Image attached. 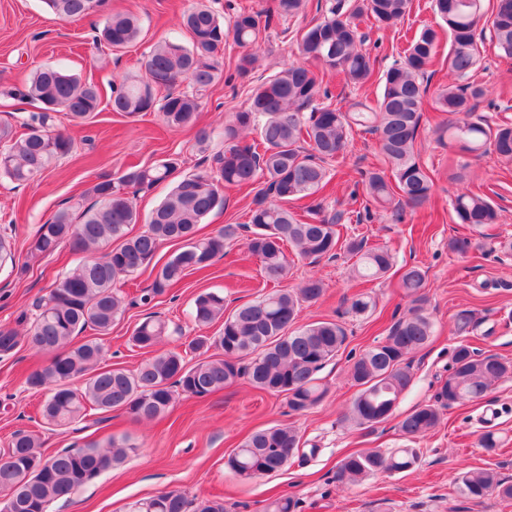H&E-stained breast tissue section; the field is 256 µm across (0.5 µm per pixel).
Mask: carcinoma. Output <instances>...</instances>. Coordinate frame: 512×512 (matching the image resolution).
<instances>
[{"label": "carcinoma", "instance_id": "1", "mask_svg": "<svg viewBox=\"0 0 512 512\" xmlns=\"http://www.w3.org/2000/svg\"><path fill=\"white\" fill-rule=\"evenodd\" d=\"M55 15L84 19L102 10L104 0H44ZM305 0H274L280 18L296 17ZM412 0H335L328 13L307 25L301 38L305 60L321 67L317 75L307 65L290 62L249 90L247 106L231 114L224 124V148L212 157V165L181 175L177 154L133 165L112 176L91 180L71 209L56 212L40 225L27 248L22 274L68 244L79 254L75 266L60 274L40 300L30 327L27 314L16 326H0V357L12 355L26 343L52 353L43 367L31 372L26 384L46 392L42 407L45 424L66 428L90 411H121L138 420H153L172 406L175 392L205 397L241 378L255 388L287 399L289 412L301 414L319 404L327 394L318 374L327 362L345 352L346 327L337 321L319 320L299 326L303 306L325 293L322 279L313 275L299 286L275 289L258 299L226 311L224 292L199 293L191 316L199 327L223 321L215 336L198 335L186 350L198 357L189 364L182 352L161 351L135 370L107 364L103 337L121 319L126 308L148 304L179 283L188 273L208 269L226 246L246 237V248L260 262L269 282L288 276L292 260L287 249L312 263L342 251L354 259L356 277L375 280L394 266L385 246H369L364 238H342L338 226L371 219L370 205L390 206L396 214L424 206L433 195L434 180L424 168L414 145L423 118L427 95L424 78L434 63L440 31L432 25L416 30L404 56L381 77L382 90L375 103L357 101L343 111L317 103L329 97L322 89L323 76L345 75L363 85L373 76L369 53L355 19L367 15L378 25H389L411 11ZM433 12L448 31V73L464 85L441 89L432 101L437 112L454 119L436 126L437 142L481 156L488 151L512 159V124L491 125L482 118L471 120L484 86L471 81L479 62L477 31L489 24L497 48L512 58V0H495L485 17L484 0H431ZM263 11L243 4H227L221 17L201 0L183 13L180 26L191 38L184 45L177 38L156 42L143 54L140 74L113 89L112 111L135 117L142 112L161 113L174 130L196 125L203 99L222 78L217 54L227 38L242 53L235 66L241 79L256 69V48L269 22ZM140 18L127 11L104 15L96 27L95 42L116 49L136 43ZM24 95L40 105V112L18 132L9 121H0V179L25 183L77 151L69 134L56 129L57 114L82 122L99 112L102 94L91 80L62 66L33 70ZM378 135L380 154L390 168L359 172L352 196L363 191L362 209L348 213L326 211L314 199L332 178L333 163L344 152L353 128ZM169 181L172 188L151 212L147 229L131 234L139 223L136 195ZM245 189L252 195L248 221L226 224L200 237L197 225L214 210L224 208V190ZM456 223L482 232L499 222V209L485 196L470 190L456 194L452 202ZM176 242L179 248L161 264L150 265L160 246ZM152 266L153 281L138 297L120 290L127 278ZM400 286L410 306L388 329L377 345L355 355L348 353V377L357 393L343 421L360 429H373L394 413L412 378L411 355L425 348L433 336L427 311L426 271L419 265L400 268ZM346 313L364 317L374 299L360 292L345 300ZM94 338L76 341L86 329ZM477 321L468 310L457 313L454 330L460 340L453 348L452 367L434 398L420 403L399 422L402 435L415 439L434 430L442 412L454 405L486 396L501 379L512 377V361L479 352L468 341ZM173 330L162 319L148 316L130 336L133 346L155 349ZM301 437L291 425L278 424L252 433L233 449L225 461L235 476L247 480L275 473L295 457ZM479 445L488 454L502 446L496 432L485 431ZM135 446L125 437H110L102 444L92 440L77 448L45 453L41 437L32 432L14 433L8 448L0 451V494L13 503L12 512H47L49 504L99 477L122 462ZM420 449L397 448L387 452L365 448L345 456L338 466L342 482L358 483L378 473L404 472L417 466ZM454 483L472 499L496 497L512 500V482L493 468L470 469ZM299 502L280 495L264 512H297ZM130 512H187V500L176 491L140 500Z\"/></svg>", "mask_w": 512, "mask_h": 512}]
</instances>
